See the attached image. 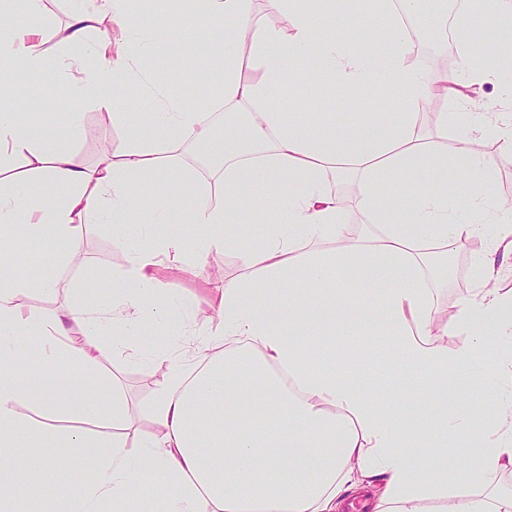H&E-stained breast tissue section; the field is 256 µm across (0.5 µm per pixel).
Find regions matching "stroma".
<instances>
[{"label": "stroma", "mask_w": 512, "mask_h": 512, "mask_svg": "<svg viewBox=\"0 0 512 512\" xmlns=\"http://www.w3.org/2000/svg\"><path fill=\"white\" fill-rule=\"evenodd\" d=\"M223 38L221 27L206 31L197 43L196 62L191 68L181 63L174 46H160L153 67L155 79L182 97L185 103L204 102L211 91L216 71L214 48ZM17 81L25 88L24 97L18 98L9 92L0 94V110L16 113L20 123L35 133L46 127L65 126L73 104L50 74L22 72ZM284 81L288 90L281 102L283 111L293 112L299 105H308L310 118L315 122L328 113L335 114L337 119L347 120L376 112L386 122L398 116L392 92L383 86L373 97L366 98L329 77L299 86L293 73L288 71L284 74ZM128 139L125 124L113 121L105 111L88 107L84 110L74 148L84 162L91 165L106 154L121 151ZM76 234L80 248L70 266L61 273L56 290L49 295L31 290L26 299L29 307L46 315L64 311L78 283L88 278L104 279L121 269L124 260L119 232L95 224H82L77 227ZM485 248V241H478L476 251ZM476 251H463L452 256L448 282L438 296L441 315L452 316L457 301L473 292L476 283L471 266ZM201 262L205 268L201 275L180 262L160 272L159 297L168 306V321L165 327L151 326L139 332L136 337L140 354L138 360H129L124 352L116 350L111 357L100 362L101 369L111 373L119 390L128 399L130 425L127 437L130 448H137L141 438L153 430L149 419L150 406L158 385L169 372L167 362L160 357L161 352L179 356L185 328L204 333L212 325L211 320L201 317L191 326H184L181 321L182 302L219 298L224 291L225 280L235 277L241 267L238 255L230 250H212L202 257Z\"/></svg>", "instance_id": "stroma-1"}]
</instances>
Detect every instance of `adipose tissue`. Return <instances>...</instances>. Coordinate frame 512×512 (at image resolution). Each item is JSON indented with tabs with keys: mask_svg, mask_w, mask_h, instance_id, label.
Listing matches in <instances>:
<instances>
[{
	"mask_svg": "<svg viewBox=\"0 0 512 512\" xmlns=\"http://www.w3.org/2000/svg\"><path fill=\"white\" fill-rule=\"evenodd\" d=\"M419 3L379 0L393 18L390 31L366 28L351 48L324 0H267L271 11L289 16L286 32L257 19L252 0H195L204 23L223 26L224 45L217 84L206 102L191 106L155 83L149 67L162 41L194 65L198 29L175 27L160 11L145 30L129 0H75L68 26L56 32L61 52L50 61L41 50L43 0H0V87L18 70L51 68L74 105L62 131L39 134L0 111V241L52 239L53 263L62 268L78 249L77 225L139 226L137 238L121 242V271L79 284L73 304L50 317L24 302L34 283L0 262V512H27L15 487L28 472L57 467L56 448L85 458L95 473L90 480L64 475L70 512H154L158 503L163 512H343L352 495L371 512H424L427 500L440 501V512H512V492L501 489L512 474V399L484 395L487 414L478 424L448 411L473 372L474 346L487 335L508 339L489 362L512 387V291L497 286L512 264L496 261L512 255V204L495 194L480 150L493 142L512 154V117L480 111L468 94L494 78L512 101V0L480 3L508 53L484 55L462 27L456 77L410 64L399 18L417 16ZM18 9L24 22L12 20ZM381 37L385 50L372 51ZM246 67L259 79H243ZM288 68L300 85L328 73L363 91L390 86L402 118L313 122L283 112ZM138 91L151 103L149 119L134 106ZM437 94L458 105L461 131L450 154L434 147L447 139V123L430 131L417 125ZM87 105L131 129L122 151L91 166L73 148ZM214 110L245 116L212 145L218 204L182 193L195 179L186 145L205 132ZM16 162L21 172L2 180ZM343 168L361 176L358 206L374 234L347 221L327 186V171ZM396 175L412 185L411 195L397 191ZM256 223L269 226L259 245ZM476 236L488 240L474 262L476 288L442 317L443 266ZM189 246L199 257L235 251L242 272L225 281L220 298L189 303L192 317L207 308L218 322L192 351L197 370L170 360L151 406L155 430L133 453L119 432L127 401L97 362L111 355L116 327L133 336L165 325L168 308L150 295L158 273ZM339 277L366 285L365 294L332 287ZM89 292L95 305L83 299ZM340 329L375 341L380 352L395 350L418 380L416 393L434 392L435 403L421 414L389 406L370 390L379 373L349 367L346 349L309 363L306 337ZM465 331L472 345L449 349V339ZM21 337L46 343L31 354L41 369L33 384L14 365ZM60 358L68 364L62 372L53 366ZM25 403L41 410L39 422L19 413ZM74 419L100 428H68Z\"/></svg>",
	"mask_w": 512,
	"mask_h": 512,
	"instance_id": "obj_1",
	"label": "adipose tissue"
}]
</instances>
